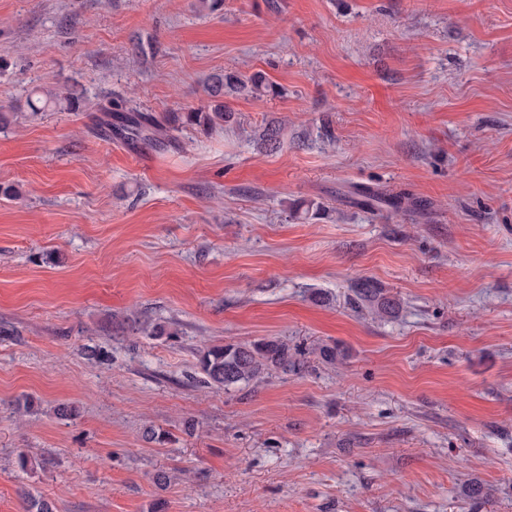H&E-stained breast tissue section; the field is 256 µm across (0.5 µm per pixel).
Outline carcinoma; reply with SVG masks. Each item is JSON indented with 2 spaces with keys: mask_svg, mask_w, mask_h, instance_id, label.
<instances>
[{
  "mask_svg": "<svg viewBox=\"0 0 512 512\" xmlns=\"http://www.w3.org/2000/svg\"><path fill=\"white\" fill-rule=\"evenodd\" d=\"M205 93L209 104L203 108H188L182 112H169L162 119L129 109L117 107L106 113L100 126L113 130L132 141H148L155 149L166 151L175 146L176 137L171 132L179 127L196 125L205 131L233 121L234 113L224 105V94L244 95L258 101L273 99L281 95L277 84L269 81L260 72L250 75L238 72L219 71L211 74L205 82ZM64 103V109H80L81 97L68 93L64 96L48 92L46 102ZM281 127L269 123L261 134L265 149L275 151L282 143ZM354 203L372 212L384 210L395 213L409 212L416 204L404 195H390L371 188L356 190ZM354 305H367L380 318H395L401 303L388 296L377 283L364 280L353 288ZM198 364L207 382L226 388L240 384H258L271 370L298 372L306 364L305 354L291 350L287 344L273 339H261L249 344L229 343L213 345L199 354ZM25 512H55V505L40 494L29 492L25 495Z\"/></svg>",
  "mask_w": 512,
  "mask_h": 512,
  "instance_id": "1",
  "label": "carcinoma"
}]
</instances>
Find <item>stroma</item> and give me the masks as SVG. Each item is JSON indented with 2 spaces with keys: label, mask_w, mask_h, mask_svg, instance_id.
Listing matches in <instances>:
<instances>
[{
  "label": "stroma",
  "mask_w": 512,
  "mask_h": 512,
  "mask_svg": "<svg viewBox=\"0 0 512 512\" xmlns=\"http://www.w3.org/2000/svg\"><path fill=\"white\" fill-rule=\"evenodd\" d=\"M194 3L0 0V512H471L476 480L512 512V0ZM219 70L284 96L165 152L93 135ZM43 87L81 109L31 115ZM362 279L396 318L351 308ZM263 338L307 368L205 383L201 350ZM355 194L358 198L353 202L372 213H380L383 210L395 213L410 212L418 206L404 195H390L371 188L356 189Z\"/></svg>",
  "instance_id": "1"
}]
</instances>
